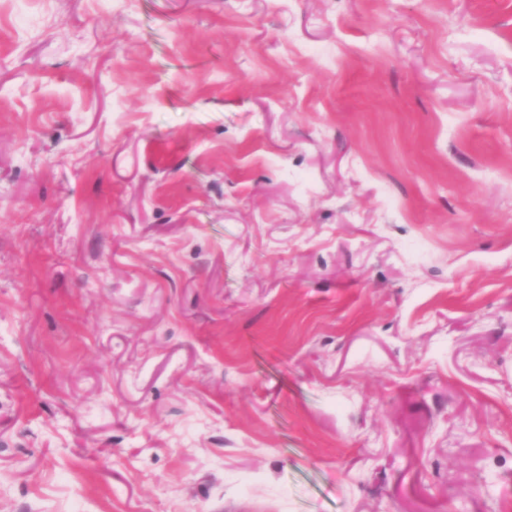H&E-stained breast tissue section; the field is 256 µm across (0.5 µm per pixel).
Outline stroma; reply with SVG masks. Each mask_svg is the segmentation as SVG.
<instances>
[{
	"label": "stroma",
	"instance_id": "stroma-1",
	"mask_svg": "<svg viewBox=\"0 0 512 512\" xmlns=\"http://www.w3.org/2000/svg\"><path fill=\"white\" fill-rule=\"evenodd\" d=\"M0 512H512L507 0H0Z\"/></svg>",
	"mask_w": 512,
	"mask_h": 512
}]
</instances>
